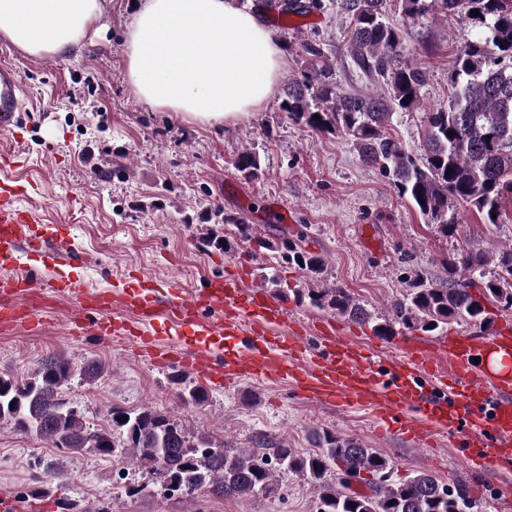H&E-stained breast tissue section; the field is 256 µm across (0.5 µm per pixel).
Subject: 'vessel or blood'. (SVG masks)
Returning <instances> with one entry per match:
<instances>
[{
  "instance_id": "vessel-or-blood-1",
  "label": "vessel or blood",
  "mask_w": 512,
  "mask_h": 512,
  "mask_svg": "<svg viewBox=\"0 0 512 512\" xmlns=\"http://www.w3.org/2000/svg\"><path fill=\"white\" fill-rule=\"evenodd\" d=\"M19 73L0 67V134H12L25 119ZM32 185L0 186V249L20 246L63 262L77 260L71 241L48 239L33 226L17 202ZM253 273L242 260L225 278L212 281L206 294L178 290L163 295L153 282L141 292L116 298L112 291L45 272L27 270L0 282V326L32 323L48 302L67 296L79 303L75 321L86 339L112 338L131 344L159 369L181 366L205 387H232L249 377L287 385L294 396L340 409L360 408L392 420L407 437L426 441L441 432L457 438L470 469L499 472L512 468V375L488 370L493 353L512 356V325L490 336L451 333L434 343L394 338L393 359L354 346L346 326L330 317L299 318L286 304L247 288ZM131 311L138 325L109 319L115 304ZM167 317L173 329L186 326L239 338L235 356L205 347L185 350L176 338L160 339L154 323ZM42 497L0 495V512H47Z\"/></svg>"
}]
</instances>
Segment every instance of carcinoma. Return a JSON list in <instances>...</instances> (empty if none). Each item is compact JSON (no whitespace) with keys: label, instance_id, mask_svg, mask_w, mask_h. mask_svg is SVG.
<instances>
[{"label":"carcinoma","instance_id":"obj_1","mask_svg":"<svg viewBox=\"0 0 512 512\" xmlns=\"http://www.w3.org/2000/svg\"><path fill=\"white\" fill-rule=\"evenodd\" d=\"M384 2L343 0L342 9L350 19V52L365 70L388 77L387 92L353 95L338 90L318 67L321 50L306 44L303 50L313 57L314 74L288 85L282 111L315 130L350 136L361 161L391 175L399 192L443 236L457 230L448 217L456 201L471 204L487 223L497 224L502 201L512 196V0H440L444 11L463 12L486 29V36L458 52L450 103L425 113L427 149L421 160L386 133L395 111L420 107L426 73L400 65L402 35L385 21ZM264 6L282 17L309 9L302 0H264ZM473 10L478 15L470 16ZM235 166L248 178L261 170L259 156L248 149L237 154ZM282 249L286 259L309 272L323 270L320 257L302 255L290 241ZM490 263L496 271L487 279L484 269ZM444 269L446 278L438 281L419 274L410 279L403 298L374 326L376 335L393 336L399 327L435 332L460 321L487 326L490 317L471 293L476 286L484 298L512 308V246L491 255L462 253L446 260ZM311 299L353 321L371 319L344 288H319ZM72 374L68 360L47 357L27 382L0 376V422L33 432L59 450L123 456L148 465L158 475L155 487L167 497L203 489L224 498L269 494L278 489L279 477L290 472L313 487V512H482L481 501L467 485L450 487L425 472L395 483L387 458L328 430L317 433L318 451L307 456L264 434L255 436L251 448H233L208 436L193 441L177 421L149 406L114 410L110 427L92 430L60 398ZM332 462L336 479L329 482ZM363 472L374 476L368 491L352 489L346 476Z\"/></svg>","mask_w":512,"mask_h":512}]
</instances>
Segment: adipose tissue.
Masks as SVG:
<instances>
[{
    "mask_svg": "<svg viewBox=\"0 0 512 512\" xmlns=\"http://www.w3.org/2000/svg\"><path fill=\"white\" fill-rule=\"evenodd\" d=\"M101 14V0H0V36L33 56L63 55ZM124 42L134 94L206 125L248 116L285 67L272 33L236 0H140Z\"/></svg>",
    "mask_w": 512,
    "mask_h": 512,
    "instance_id": "adipose-tissue-1",
    "label": "adipose tissue"
}]
</instances>
